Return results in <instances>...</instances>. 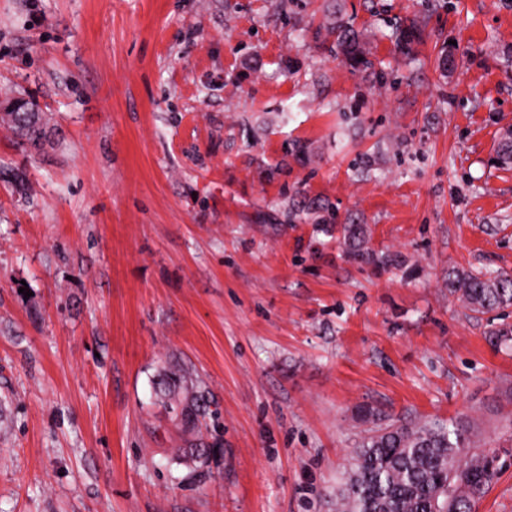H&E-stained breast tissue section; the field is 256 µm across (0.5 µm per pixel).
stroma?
Listing matches in <instances>:
<instances>
[{
    "label": "stroma",
    "mask_w": 512,
    "mask_h": 512,
    "mask_svg": "<svg viewBox=\"0 0 512 512\" xmlns=\"http://www.w3.org/2000/svg\"><path fill=\"white\" fill-rule=\"evenodd\" d=\"M20 94L47 139L0 124V512H332L362 406L512 448V308L447 285L512 274V0H0ZM175 359L207 428L156 393ZM331 34L336 35V45L341 48L343 55L353 68H368L372 66L371 60L361 50L357 37L342 21L336 22V26L332 28ZM360 57H363V60L358 61ZM344 244L355 257L370 258L373 253L365 247L367 244V228L363 224H341ZM448 291L475 315L512 307V275L453 267L448 270Z\"/></svg>",
    "instance_id": "stroma-1"
}]
</instances>
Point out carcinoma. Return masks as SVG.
Segmentation results:
<instances>
[{
    "mask_svg": "<svg viewBox=\"0 0 512 512\" xmlns=\"http://www.w3.org/2000/svg\"><path fill=\"white\" fill-rule=\"evenodd\" d=\"M336 45L355 68L372 66L357 37L343 22L332 28ZM396 49L407 56L416 40L413 27H399L392 35ZM17 112H3L7 124L22 143L37 146L45 137L39 104L20 96ZM501 166H512V135L504 132L496 150ZM344 244L356 257L370 258L363 224L341 225ZM448 291L462 307L484 315L512 307V275L448 269ZM489 340L497 346L512 343V324L491 325ZM159 392L171 399L185 392L180 416L183 427L198 429L205 418V390L195 385L190 372L178 363L157 382ZM359 421L368 425L354 448L336 493V512H475L500 470L505 448H482L471 422L419 419L410 423L379 424L374 412L363 407Z\"/></svg>",
    "mask_w": 512,
    "mask_h": 512,
    "instance_id": "1",
    "label": "carcinoma"
}]
</instances>
